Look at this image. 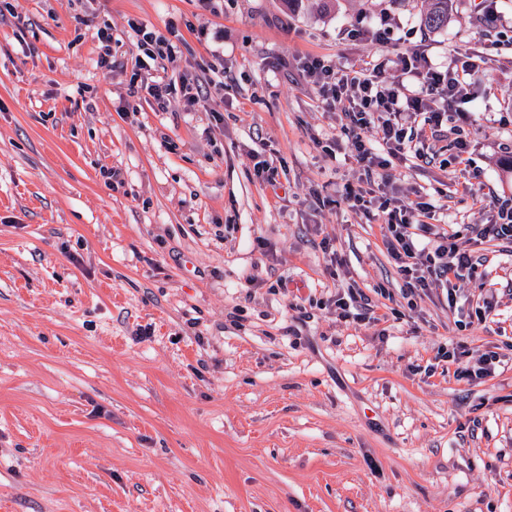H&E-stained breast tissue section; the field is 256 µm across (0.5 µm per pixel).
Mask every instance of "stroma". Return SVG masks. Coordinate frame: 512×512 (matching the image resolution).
<instances>
[{
  "label": "stroma",
  "mask_w": 512,
  "mask_h": 512,
  "mask_svg": "<svg viewBox=\"0 0 512 512\" xmlns=\"http://www.w3.org/2000/svg\"><path fill=\"white\" fill-rule=\"evenodd\" d=\"M0 14V512H512V242L480 245L458 305L415 299L379 223L342 199L358 168L301 70L487 55L454 139L396 167L448 231L512 205V0H9ZM388 19L394 42L359 37ZM180 39L165 81L224 71L215 123L129 96L130 22ZM112 29V67L96 32ZM274 162L277 186L254 174ZM119 170V181L107 179ZM332 254H325V247ZM384 320H340L331 262ZM260 274L261 285L248 282ZM494 351L474 386L439 348ZM451 1L453 0H429L428 7L422 16L424 26L431 30L447 27L451 14Z\"/></svg>",
  "instance_id": "obj_1"
}]
</instances>
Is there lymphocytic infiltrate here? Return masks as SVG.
<instances>
[{
    "label": "lymphocytic infiltrate",
    "instance_id": "f902f5d3",
    "mask_svg": "<svg viewBox=\"0 0 512 512\" xmlns=\"http://www.w3.org/2000/svg\"><path fill=\"white\" fill-rule=\"evenodd\" d=\"M131 29L140 52L138 67L152 69L161 61L176 62L179 48L160 31L143 23ZM483 53H470L452 60L445 69L429 65L418 48H409L393 61L400 78L385 83L383 64L362 63L340 68L317 56L306 57L304 72L312 79L321 102L328 107L343 104L341 132L351 146V155L367 177L377 180V194L357 186H345L351 209L381 218L387 254L412 293L426 296L439 291L449 306H456L457 283L473 269L475 249L486 239L512 241V206L499 207L489 224H467L448 233L431 224L433 206L427 202L408 205L390 183V172L408 153L430 161L429 152L412 150L414 140L404 118L440 137L449 123L465 120L464 104L470 89L484 70ZM375 138H366L368 130Z\"/></svg>",
    "mask_w": 512,
    "mask_h": 512
}]
</instances>
